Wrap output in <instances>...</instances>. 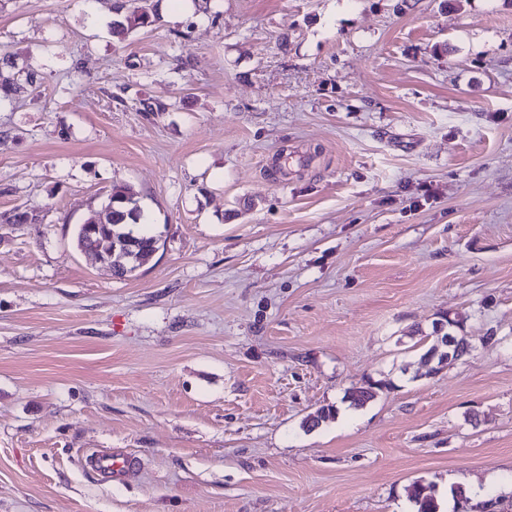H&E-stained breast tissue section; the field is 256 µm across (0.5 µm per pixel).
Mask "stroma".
I'll return each mask as SVG.
<instances>
[{
  "label": "stroma",
  "mask_w": 512,
  "mask_h": 512,
  "mask_svg": "<svg viewBox=\"0 0 512 512\" xmlns=\"http://www.w3.org/2000/svg\"><path fill=\"white\" fill-rule=\"evenodd\" d=\"M116 6L0 0V512H512V0ZM116 187L122 279L75 246ZM149 1L150 0H131L129 1L131 4L128 8H125V4L118 6L117 10L121 11L126 9L127 15L125 16L124 22L117 21L112 26L113 37L122 40L129 31L156 22L157 19H159L155 7L156 4L152 5L148 3ZM450 323L453 324V327H451L450 330L454 334H456V336H458L461 342L463 343V347L461 348L457 356L458 360H460L462 357L467 355L468 351L466 349L465 344L467 342L472 343V339L470 336H465L462 333L463 330L459 320L455 318H449L448 316V324ZM448 324H446L444 320L438 319L433 326V335L436 338L438 350L448 352V356L449 358H451L453 352L455 351L457 340L454 337V334L448 331ZM135 460L122 454L98 451L93 459L94 469L107 477H126L134 468ZM427 489H431V487H425L420 483H415L410 494V499L417 507V512H439V503L441 504L443 500V494L439 498L438 503L437 493L434 491H426Z\"/></svg>",
  "instance_id": "obj_1"
}]
</instances>
